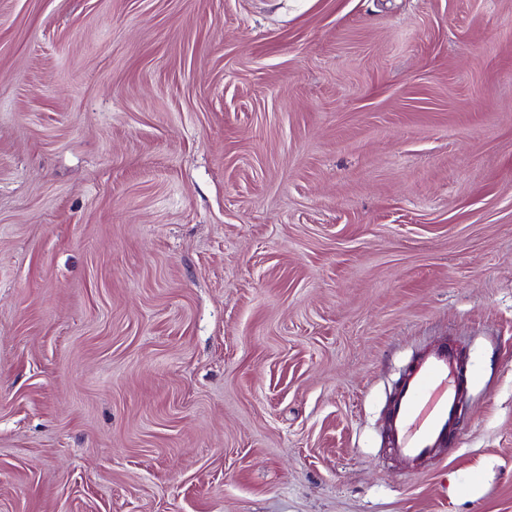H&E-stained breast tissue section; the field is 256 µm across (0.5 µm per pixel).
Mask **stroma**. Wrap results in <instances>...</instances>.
Wrapping results in <instances>:
<instances>
[{
    "label": "stroma",
    "instance_id": "1",
    "mask_svg": "<svg viewBox=\"0 0 512 512\" xmlns=\"http://www.w3.org/2000/svg\"><path fill=\"white\" fill-rule=\"evenodd\" d=\"M0 512H512V0H0ZM459 371L460 357L448 348L420 356L406 371L389 415L392 449L401 457H430L457 433Z\"/></svg>",
    "mask_w": 512,
    "mask_h": 512
}]
</instances>
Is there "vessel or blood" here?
Instances as JSON below:
<instances>
[{
  "mask_svg": "<svg viewBox=\"0 0 512 512\" xmlns=\"http://www.w3.org/2000/svg\"><path fill=\"white\" fill-rule=\"evenodd\" d=\"M459 371L460 357L448 348L420 356L406 371L389 415L393 447L401 457H430L457 433Z\"/></svg>",
  "mask_w": 512,
  "mask_h": 512,
  "instance_id": "vessel-or-blood-1",
  "label": "vessel or blood"
}]
</instances>
